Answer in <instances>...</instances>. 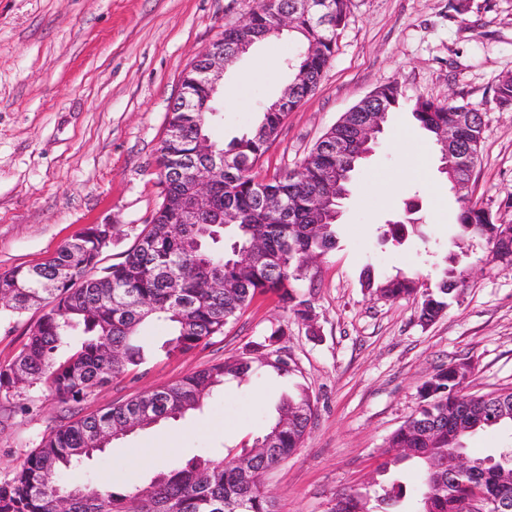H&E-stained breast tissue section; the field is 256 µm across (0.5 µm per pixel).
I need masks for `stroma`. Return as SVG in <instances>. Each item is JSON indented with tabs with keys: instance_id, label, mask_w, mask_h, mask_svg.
Segmentation results:
<instances>
[{
	"instance_id": "stroma-1",
	"label": "stroma",
	"mask_w": 512,
	"mask_h": 512,
	"mask_svg": "<svg viewBox=\"0 0 512 512\" xmlns=\"http://www.w3.org/2000/svg\"><path fill=\"white\" fill-rule=\"evenodd\" d=\"M257 0H0V273L44 262L86 225L111 223L120 236L105 264L131 249L161 202L157 149L180 78L196 54L243 21ZM293 42L262 43L232 67L249 76L241 102L224 110L212 136L227 142L254 124L262 102L288 82ZM512 74V0H351L330 65L317 89L285 120L262 172L297 168L319 137L378 86L472 103L482 114L479 162L466 197L512 223V108L496 99ZM438 153L409 110L391 113L384 134L353 173L336 227V248L317 263L312 323L275 295L256 297L223 335L176 359L147 355L136 374L97 388L90 414L248 353L272 328L297 362V378L267 372L227 381L186 418L112 442L86 471L123 485L130 471L154 474L142 450L180 465L212 450L250 447L294 383L314 403L296 453L262 478L277 512H329L336 496L366 486L377 451L415 412L419 390L440 366L472 362L466 390L512 388V265L482 243L464 242L466 285L433 322L416 301L391 302L363 286L399 273L438 278L459 204ZM418 202L427 240L381 245L383 224ZM40 316L0 317V365L12 361ZM64 421L42 386L0 395V478Z\"/></svg>"
}]
</instances>
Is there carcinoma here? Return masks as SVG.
<instances>
[{
    "label": "carcinoma",
    "mask_w": 512,
    "mask_h": 512,
    "mask_svg": "<svg viewBox=\"0 0 512 512\" xmlns=\"http://www.w3.org/2000/svg\"><path fill=\"white\" fill-rule=\"evenodd\" d=\"M350 0H321L308 14L297 15L293 37L297 50L287 62L288 84L303 70L325 73L336 45L338 30L349 11ZM295 10V0H259L253 21L260 28L277 25L280 15ZM321 46L309 53L312 43ZM496 99L512 105V76L496 86ZM408 100L402 87L386 83L376 88L367 102L389 114ZM267 101L256 125L224 144L211 138L218 112L167 113V135L159 147L157 173L160 195L187 189L183 165L202 164L199 141L208 142L215 154H224V175L212 187V201L201 210L197 224H180L174 211L159 205L137 236L134 247L121 260L103 265V254L118 234L115 226L88 225L60 246L41 264L16 267L0 274V286L10 295L0 297V313L20 315L38 307L41 316L26 332L16 358L0 365V394L9 397L19 385L40 384L62 404L78 407L92 389L128 376L143 363L150 342L143 330L156 323L168 328L162 348L178 358L224 334L228 324L258 295L272 293L296 317L312 320V305L302 282L312 279L305 270L316 259L336 248V223H322L308 196L324 186L336 185L349 161L323 149L327 140L356 135L361 113H345L329 128L302 160L306 179L280 170L260 176L257 164L278 136L286 116L273 112ZM420 128L439 142V131L456 126L457 151L468 165L460 170L442 166L450 184L470 175L479 161L482 119L468 102H435L418 97L411 108ZM280 191L289 203L291 219L273 218L263 207L262 190ZM417 208L407 205L404 221L387 224L381 243L404 245L409 234L425 239ZM467 237L483 242L493 258L512 263V224H499L492 215L470 201L460 202L457 234L448 240V255L436 266L438 292L420 291L422 281L397 274L377 284L366 280L364 288L391 301L421 297L419 319L429 323L447 307L446 298L465 283L457 268V241ZM262 252L253 263L238 262L236 252L255 242ZM280 327L257 344L262 354L242 356L212 364L180 380L137 394L120 404L59 425L43 436L38 446L0 478V512H57L66 500V512H274L273 502L261 488L262 476L272 467L263 459L253 471L243 473L236 460L197 457L183 465L161 466L147 482L128 480L121 492L111 483H99L90 475L83 484L70 482L72 472L97 450L87 447L92 431L108 424L126 425L133 411L150 416L146 426L165 419L182 418L199 410L227 378L250 377L258 367L280 374L295 371L293 360L273 348ZM278 416L267 432L254 441L274 439L275 463L293 454L304 440L314 414L305 389L282 399ZM512 428V391L482 395L464 392L451 365L438 368L420 387L416 411L385 441L378 455L377 474L395 473L376 489H353L336 498L330 512H403L407 476L403 466H416L418 507L414 512H458V502L478 483L488 494L484 512H495L497 500H512V448L496 456L470 454L467 436L487 428ZM469 456L472 472L452 465L454 453Z\"/></svg>",
    "instance_id": "1"
}]
</instances>
